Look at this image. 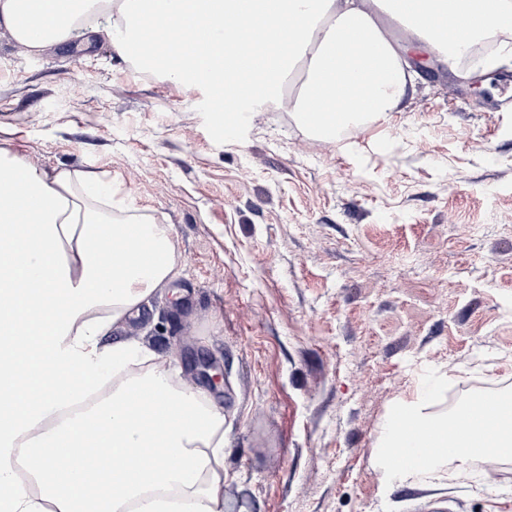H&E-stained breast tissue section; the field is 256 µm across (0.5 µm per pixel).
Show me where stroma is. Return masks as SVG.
Returning a JSON list of instances; mask_svg holds the SVG:
<instances>
[{
  "label": "stroma",
  "instance_id": "obj_1",
  "mask_svg": "<svg viewBox=\"0 0 512 512\" xmlns=\"http://www.w3.org/2000/svg\"><path fill=\"white\" fill-rule=\"evenodd\" d=\"M418 54L398 108L335 141L267 109L229 139L208 89L136 77L107 30L33 57L0 33V146L171 233L175 278L109 339L223 409L229 512H512V456L412 487L376 463L418 384L444 380L439 414L512 395V107L501 72Z\"/></svg>",
  "mask_w": 512,
  "mask_h": 512
}]
</instances>
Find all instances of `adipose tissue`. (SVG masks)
I'll return each instance as SVG.
<instances>
[{"instance_id": "obj_1", "label": "adipose tissue", "mask_w": 512, "mask_h": 512, "mask_svg": "<svg viewBox=\"0 0 512 512\" xmlns=\"http://www.w3.org/2000/svg\"><path fill=\"white\" fill-rule=\"evenodd\" d=\"M382 13L424 43L443 40L451 64L477 38L512 34V0H0V27L36 55L104 25L121 60L223 94L228 111L286 101L316 130L382 118L401 102L408 74ZM148 26L194 31L199 44L143 54ZM314 85L330 100L319 118ZM22 209L29 227L13 230ZM175 266L168 228L113 204L111 184L0 147V512H225L223 411L173 385L144 345L104 341ZM105 384L93 408L44 428L62 398ZM397 412L405 424L384 426L376 460L417 449L393 475L401 484L437 478L452 459L474 465L477 439L512 449V419L485 437L463 405L439 416L421 394ZM451 442L454 457L441 455ZM18 464L32 485L17 481Z\"/></svg>"}]
</instances>
